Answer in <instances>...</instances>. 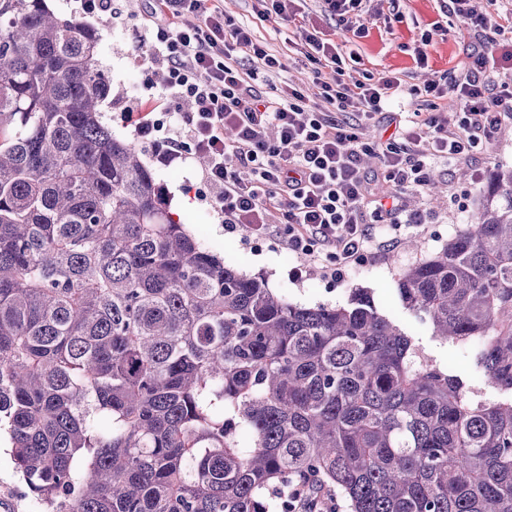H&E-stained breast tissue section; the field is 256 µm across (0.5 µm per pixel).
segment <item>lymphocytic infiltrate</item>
<instances>
[{
  "mask_svg": "<svg viewBox=\"0 0 512 512\" xmlns=\"http://www.w3.org/2000/svg\"><path fill=\"white\" fill-rule=\"evenodd\" d=\"M441 11L456 17L467 48L456 75L424 92L455 106V117L409 112L388 139L370 138L372 120L400 91L399 78L367 72L346 79L338 46L301 27L311 85L267 97L255 87L284 63L250 26L227 16L221 0H145L139 47L164 78L121 118L144 137L165 128L162 159H206L202 179L226 232L276 235L289 254L320 261L332 278L344 279L353 264L397 244L406 225L400 191L428 185L436 164L484 153L512 120V52L505 66L495 54L512 42V21H491L477 0H443ZM189 15L195 24H186ZM249 58L263 69L244 67ZM311 97L319 106L307 107ZM153 104L166 123L146 115ZM368 153L395 191L390 202L373 194L359 165Z\"/></svg>",
  "mask_w": 512,
  "mask_h": 512,
  "instance_id": "obj_1",
  "label": "lymphocytic infiltrate"
}]
</instances>
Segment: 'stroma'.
<instances>
[{
    "instance_id": "1",
    "label": "stroma",
    "mask_w": 512,
    "mask_h": 512,
    "mask_svg": "<svg viewBox=\"0 0 512 512\" xmlns=\"http://www.w3.org/2000/svg\"><path fill=\"white\" fill-rule=\"evenodd\" d=\"M47 4L57 15L73 16L100 29L99 63L113 85L124 91L121 99L103 101V121L117 138L136 142L142 149L144 160L163 186L167 199L179 204L180 217L204 247L223 257L225 265L239 272L265 275L270 288L296 303L333 305L346 302L353 288L371 289L376 301L413 331L425 352L438 364L459 376L473 378L474 370L464 348L432 339L427 327L398 306L393 294L395 275L400 268L432 253L464 228L479 204V190L487 184L493 170L512 166V121L502 124L485 155L464 164L438 165L433 178L440 187L439 192L428 189L402 192L405 209L422 214L426 221L407 226L395 249L354 267L341 283L325 272L316 271L311 261L306 264L307 274L292 281L287 270L296 260L277 240H254L240 233H225L222 217L211 205L201 180L202 168L196 160L160 162L149 141L138 138L133 127L122 123L120 112L133 102V84L156 80L153 70L143 64L135 50V16L142 7L140 0H125L124 17L113 20L104 13L84 12L78 0H47ZM255 4L256 0H224V10L227 15L250 23L256 38L265 42L271 53H281L286 48V37L296 30L294 23L259 20L254 12ZM397 6L400 20H374L363 38L354 37L323 17L317 0H301L298 9L307 23L336 43L350 42L359 53V61H346L347 75L358 78L366 71L376 75L393 73L402 81L406 111L428 112L432 106L421 95V88L427 80L439 79L452 67L463 45L450 35L434 38L427 48L428 67H417L413 60L414 48L422 33L438 22L454 27L455 20L444 17L437 0H398ZM32 510L24 483L16 474L8 452L1 449L0 512Z\"/></svg>"
}]
</instances>
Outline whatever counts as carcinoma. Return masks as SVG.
<instances>
[{
  "label": "carcinoma",
  "instance_id": "cac0c4a2",
  "mask_svg": "<svg viewBox=\"0 0 512 512\" xmlns=\"http://www.w3.org/2000/svg\"><path fill=\"white\" fill-rule=\"evenodd\" d=\"M100 31L0 0V434L41 512H512V168L395 300L303 306L174 219L101 103ZM313 488V484L308 485V490H299L296 492L297 500L299 501V510L298 512H332L336 510V501L330 496L327 498H323V501H320L319 496H313L315 491L311 489ZM319 498V499H318ZM321 507L318 508V505Z\"/></svg>",
  "mask_w": 512,
  "mask_h": 512
}]
</instances>
